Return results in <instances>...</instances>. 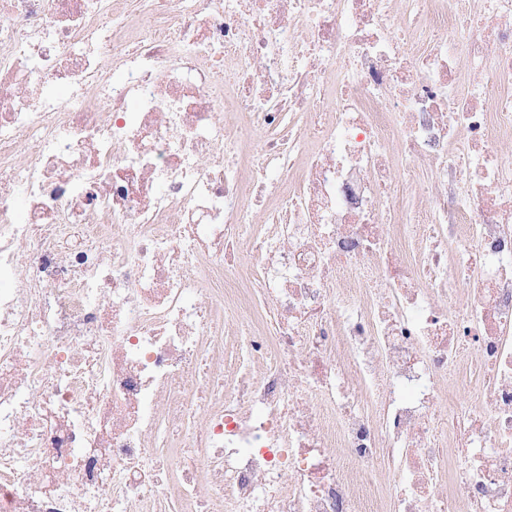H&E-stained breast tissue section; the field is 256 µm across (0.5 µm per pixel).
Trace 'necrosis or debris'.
I'll use <instances>...</instances> for the list:
<instances>
[{"mask_svg": "<svg viewBox=\"0 0 512 512\" xmlns=\"http://www.w3.org/2000/svg\"><path fill=\"white\" fill-rule=\"evenodd\" d=\"M505 141L512 0H0V512H512Z\"/></svg>", "mask_w": 512, "mask_h": 512, "instance_id": "obj_1", "label": "necrosis or debris"}]
</instances>
